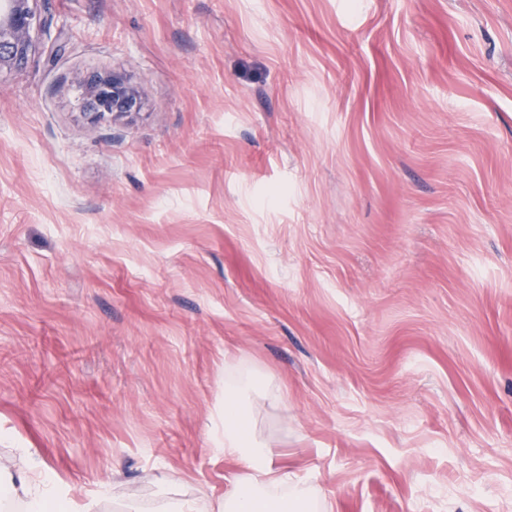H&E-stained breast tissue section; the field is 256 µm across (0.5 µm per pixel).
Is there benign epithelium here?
Here are the masks:
<instances>
[{
  "instance_id": "benign-epithelium-1",
  "label": "benign epithelium",
  "mask_w": 512,
  "mask_h": 512,
  "mask_svg": "<svg viewBox=\"0 0 512 512\" xmlns=\"http://www.w3.org/2000/svg\"><path fill=\"white\" fill-rule=\"evenodd\" d=\"M36 0H0V71L24 65L33 51L32 31L38 26ZM140 90L123 76L90 77L85 82L83 111L91 121L119 118L141 108Z\"/></svg>"
}]
</instances>
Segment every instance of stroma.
<instances>
[{
	"mask_svg": "<svg viewBox=\"0 0 512 512\" xmlns=\"http://www.w3.org/2000/svg\"><path fill=\"white\" fill-rule=\"evenodd\" d=\"M0 72V462L224 494L228 367L332 512H512V0H37ZM139 113L91 124L90 75Z\"/></svg>",
	"mask_w": 512,
	"mask_h": 512,
	"instance_id": "1",
	"label": "stroma"
}]
</instances>
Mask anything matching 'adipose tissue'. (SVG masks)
Wrapping results in <instances>:
<instances>
[{"mask_svg": "<svg viewBox=\"0 0 512 512\" xmlns=\"http://www.w3.org/2000/svg\"><path fill=\"white\" fill-rule=\"evenodd\" d=\"M261 385L251 373L224 383L222 433L216 440L232 467L224 495L216 498L202 491L170 499L164 503L166 512H304L322 505L314 481L258 438L249 400ZM91 508V503L76 500L67 484L51 478L41 459H31L21 472L0 466V512H90Z\"/></svg>", "mask_w": 512, "mask_h": 512, "instance_id": "ef3b65f1", "label": "adipose tissue"}]
</instances>
